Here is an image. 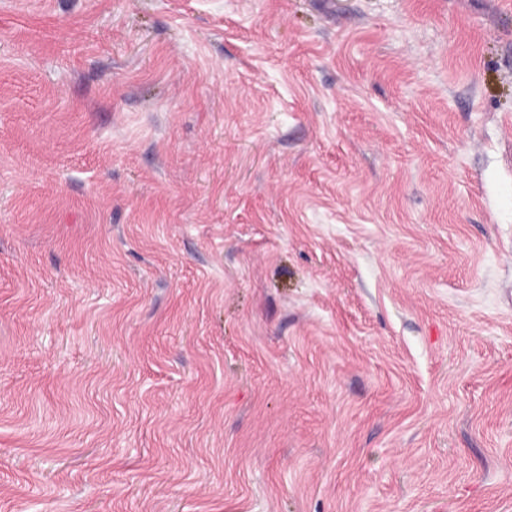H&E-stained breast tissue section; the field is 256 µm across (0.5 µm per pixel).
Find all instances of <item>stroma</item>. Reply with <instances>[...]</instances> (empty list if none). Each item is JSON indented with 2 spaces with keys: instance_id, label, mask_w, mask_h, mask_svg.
Instances as JSON below:
<instances>
[{
  "instance_id": "1",
  "label": "stroma",
  "mask_w": 512,
  "mask_h": 512,
  "mask_svg": "<svg viewBox=\"0 0 512 512\" xmlns=\"http://www.w3.org/2000/svg\"><path fill=\"white\" fill-rule=\"evenodd\" d=\"M0 512H512V0H0Z\"/></svg>"
}]
</instances>
